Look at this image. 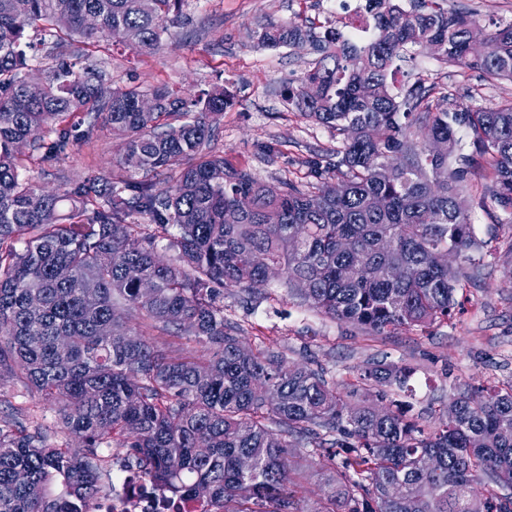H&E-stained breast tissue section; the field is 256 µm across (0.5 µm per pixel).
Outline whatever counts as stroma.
Instances as JSON below:
<instances>
[{
  "label": "stroma",
  "mask_w": 512,
  "mask_h": 512,
  "mask_svg": "<svg viewBox=\"0 0 512 512\" xmlns=\"http://www.w3.org/2000/svg\"><path fill=\"white\" fill-rule=\"evenodd\" d=\"M366 0H185L188 24L163 37L157 50L138 54L121 45L98 53L116 86L145 89L167 86L180 94H198L221 84L233 103L213 119L215 152L246 169L259 183L309 182V162H317L321 184L334 182L330 168L336 135L302 116L283 98V88L297 83L316 58L309 44L261 49L250 29L289 19L322 33L345 31L350 19H367ZM450 12L466 11L484 32L512 24V0H447ZM424 80L448 96L449 107L493 108L512 100V81L491 80L477 69L447 66L424 51L402 63L399 85ZM120 141L101 131L87 143L71 146L56 162L32 160L25 173L46 191L77 183L123 176L118 164ZM467 197L474 233L485 241L470 266L463 291L464 310L453 321L429 329L403 328L389 336L341 322L289 296L287 288H228L224 318L240 324L251 347L271 346L294 362L321 365L339 387L354 383L355 369L386 360L411 367L404 395L415 411L442 413L459 386L512 383V218L485 200V181L474 177ZM28 412L48 426L58 443L80 449L62 425L58 406L38 402L21 385L0 388V412Z\"/></svg>",
  "instance_id": "stroma-1"
}]
</instances>
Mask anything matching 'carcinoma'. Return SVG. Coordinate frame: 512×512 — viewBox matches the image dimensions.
Returning a JSON list of instances; mask_svg holds the SVG:
<instances>
[{
	"label": "carcinoma",
	"instance_id": "obj_1",
	"mask_svg": "<svg viewBox=\"0 0 512 512\" xmlns=\"http://www.w3.org/2000/svg\"><path fill=\"white\" fill-rule=\"evenodd\" d=\"M183 2L0 0V388L20 383L43 402L64 401L63 426L83 443L77 453L38 424L0 417V512H89L103 487L99 448L113 440L161 495L224 512L263 503L300 512L290 448L331 465L311 512H512V384L460 387L455 415L426 425L394 401L380 414L386 395L374 400L357 384L401 389L408 368L371 362L344 393L320 366L245 345L218 305L223 288L267 285L276 264L291 296L377 335L451 319L469 272L448 255L469 261L481 248L464 196L475 172L512 214V101L450 110L422 80L396 91L398 63L433 42L450 67L512 79V24L488 34L480 59L470 16L427 0L407 9L368 0L374 34L361 46L326 29L312 40L315 66L285 96L341 137L336 183L303 190L284 180L275 196L212 150L208 116L233 102L223 85L191 101L136 85L96 96L111 81L95 60L100 41L151 53ZM30 28L54 49L78 37L87 64L76 70L56 56L44 96L22 105ZM305 37L292 21L252 32L261 48ZM309 83L319 85L314 97ZM144 96L158 101L154 111L138 109ZM77 126L86 140L102 126L122 136L120 165L142 179L47 192L19 177L26 160L64 153ZM228 207L239 211L233 224ZM165 237L173 261L156 256ZM391 268L401 275L389 277ZM127 306L140 313L137 332L122 324ZM160 336L202 354L174 355Z\"/></svg>",
	"mask_w": 512,
	"mask_h": 512
}]
</instances>
